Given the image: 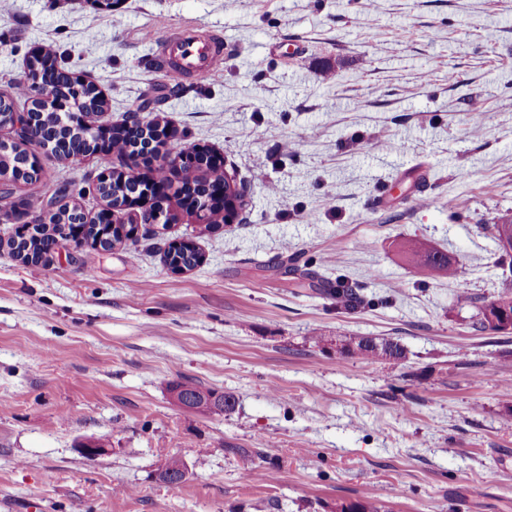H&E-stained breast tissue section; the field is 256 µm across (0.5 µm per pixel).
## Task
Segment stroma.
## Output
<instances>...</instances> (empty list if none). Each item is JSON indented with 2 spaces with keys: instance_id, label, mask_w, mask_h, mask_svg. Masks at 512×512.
<instances>
[{
  "instance_id": "stroma-1",
  "label": "stroma",
  "mask_w": 512,
  "mask_h": 512,
  "mask_svg": "<svg viewBox=\"0 0 512 512\" xmlns=\"http://www.w3.org/2000/svg\"><path fill=\"white\" fill-rule=\"evenodd\" d=\"M164 29L216 39L224 65L141 118L222 153L247 205L32 265L0 221V512H512V337L474 327L512 288L488 230L512 214V0H10L0 92L50 45L123 123L166 82ZM98 172L51 158L13 196L66 179L90 217ZM186 238L203 261L172 272ZM415 240L463 278L408 265ZM340 278L370 307L337 308ZM362 336L405 359L337 352ZM185 379L234 410L176 406ZM89 438L107 453L84 457ZM171 456L176 490L157 478Z\"/></svg>"
}]
</instances>
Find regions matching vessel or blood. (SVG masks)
Instances as JSON below:
<instances>
[{
	"label": "vessel or blood",
	"instance_id": "1",
	"mask_svg": "<svg viewBox=\"0 0 512 512\" xmlns=\"http://www.w3.org/2000/svg\"><path fill=\"white\" fill-rule=\"evenodd\" d=\"M157 46L170 79L181 81L191 75L210 74L223 68L222 51L213 39L165 30L158 35Z\"/></svg>",
	"mask_w": 512,
	"mask_h": 512
}]
</instances>
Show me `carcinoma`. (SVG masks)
Instances as JSON below:
<instances>
[{"label": "carcinoma", "mask_w": 512, "mask_h": 512, "mask_svg": "<svg viewBox=\"0 0 512 512\" xmlns=\"http://www.w3.org/2000/svg\"><path fill=\"white\" fill-rule=\"evenodd\" d=\"M56 82L65 96H80L82 100L90 102L85 107L89 124L80 127H71L67 122L48 116L36 125L38 141L54 145V155L60 161H66L72 155L86 154L91 150L95 119L100 111L106 107V102L100 98V91L93 83L78 84L71 78V72L65 67H59ZM169 96L176 97L184 91L180 82H169ZM38 87L36 82L15 84L16 101L5 102L0 99V123H6L12 118L15 103L22 106H37ZM167 96V97H169ZM167 97L161 96L143 101L138 110L145 111L150 106L162 104ZM141 133L132 132L124 125L112 127V137L107 150L97 155V164L101 168L98 174L95 191L101 199L117 205L130 195L143 196L149 190L146 184L136 185L124 177V173L112 167V157L122 158L135 150L137 138ZM29 145L26 141L12 142L10 145L0 144V175L11 174L14 180L29 181L31 165L28 163ZM198 168L202 174L197 175L193 170H186L181 178L180 185L174 196L180 200V206L189 207L198 198L208 191L215 190L216 185L224 182V171L210 166L209 163H199ZM84 222V213L78 206L67 204L58 208L49 218V223L40 225L35 234L28 239L17 243L9 241L8 246L15 257H21V252L32 255L38 259L46 254L56 243V236L61 234L68 224ZM86 238L93 244L104 249L113 247L119 239L113 236L110 224H88L85 230ZM407 259L415 267L432 269L440 272L450 279L458 278L460 273L447 254L431 251L421 243H414L407 250ZM163 261L166 265L174 263L190 270L202 261V254L191 241L181 244L180 247L167 248L163 252ZM328 294L336 297V307L345 310H354L367 304L364 296L351 288L346 282L336 280V287L328 289ZM476 328L479 331L507 334L512 331V289H506L492 299L485 301L478 307ZM340 353H353L366 360L388 359L401 361L405 359L404 347L394 340L377 341L373 338L360 339L356 347L343 346ZM180 389V395L191 400L193 410L208 414L214 412V407L224 404V412H230L235 406V399L231 395H217L216 392L205 389L197 384L188 382H173L167 385V390Z\"/></svg>", "instance_id": "cac0c4a2"}]
</instances>
